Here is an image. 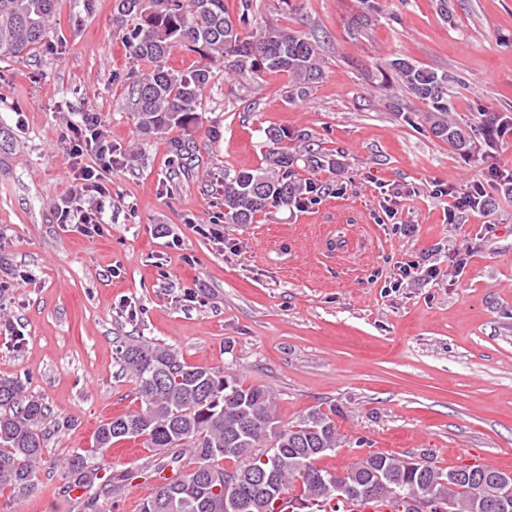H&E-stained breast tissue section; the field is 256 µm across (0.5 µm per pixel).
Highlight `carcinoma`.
I'll return each mask as SVG.
<instances>
[{"mask_svg": "<svg viewBox=\"0 0 512 512\" xmlns=\"http://www.w3.org/2000/svg\"><path fill=\"white\" fill-rule=\"evenodd\" d=\"M57 7L58 0H0V59L40 48ZM241 8L235 22L224 0H118V13L134 21L125 38L130 57L154 64L132 89L133 112L144 133L188 129L214 80L211 64L217 61L229 73L287 74L289 98L306 95L321 78L323 58L316 40L275 26L246 35L240 24L251 0H241ZM176 46L198 54L202 63L186 72L166 67V56ZM387 66L396 83L431 104L427 121L432 134L459 150L468 149L466 132L448 122V74L402 58ZM267 139L272 148L266 167L224 172V217L233 224H250L269 206L288 207L320 191L313 182L297 178L294 166L301 160L320 169L323 156L311 149L302 159L288 153L283 130H268ZM119 360L135 384L139 409L101 424L92 446L71 455L63 471L65 491L97 490L82 502L86 512H109L117 486L100 475L101 461L112 445L132 439L166 453L163 467L178 473L157 486L141 512H224L226 498L237 501L239 512H354L381 502L392 512H410V503L421 498L450 500L456 512H484L483 502L496 496L493 477L500 471L478 464L445 471L374 452L343 471H331L317 465L340 447L341 435L330 414L315 409L283 429L269 391L220 369L191 365L157 342H128L120 346ZM49 417L48 406L27 394L20 378L0 377V491L24 496L37 486L43 425ZM267 448L273 449L279 489L274 496L262 493L246 470L248 463H260ZM185 455L194 468L182 474ZM226 462L233 471H227ZM338 481L359 494L337 498Z\"/></svg>", "mask_w": 512, "mask_h": 512, "instance_id": "1", "label": "carcinoma"}]
</instances>
